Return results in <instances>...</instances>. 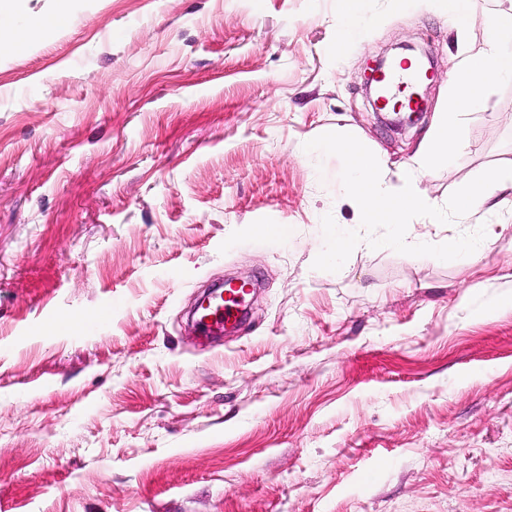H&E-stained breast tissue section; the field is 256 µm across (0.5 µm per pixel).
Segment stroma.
<instances>
[{
	"mask_svg": "<svg viewBox=\"0 0 512 512\" xmlns=\"http://www.w3.org/2000/svg\"><path fill=\"white\" fill-rule=\"evenodd\" d=\"M14 0L0 41V512H512V192L470 263L358 245L313 269L324 215L357 213L345 127L394 184L450 90L433 0ZM409 43L435 65L396 129L365 91ZM419 188L446 203L512 162V81ZM259 281L214 346L183 314ZM357 0H337L339 19V44L352 39L358 32Z\"/></svg>",
	"mask_w": 512,
	"mask_h": 512,
	"instance_id": "35a3bbf8",
	"label": "stroma"
}]
</instances>
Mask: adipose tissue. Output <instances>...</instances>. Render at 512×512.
Wrapping results in <instances>:
<instances>
[{"instance_id": "ef3b65f1", "label": "adipose tissue", "mask_w": 512, "mask_h": 512, "mask_svg": "<svg viewBox=\"0 0 512 512\" xmlns=\"http://www.w3.org/2000/svg\"><path fill=\"white\" fill-rule=\"evenodd\" d=\"M489 27L487 50L477 55L464 54L451 77L445 110L421 149L425 160L461 152L465 142L460 123L465 112L484 97L491 83L512 77V14L493 17ZM509 189H512V165L495 168L464 184L452 201V210L457 217H467L477 206Z\"/></svg>"}]
</instances>
